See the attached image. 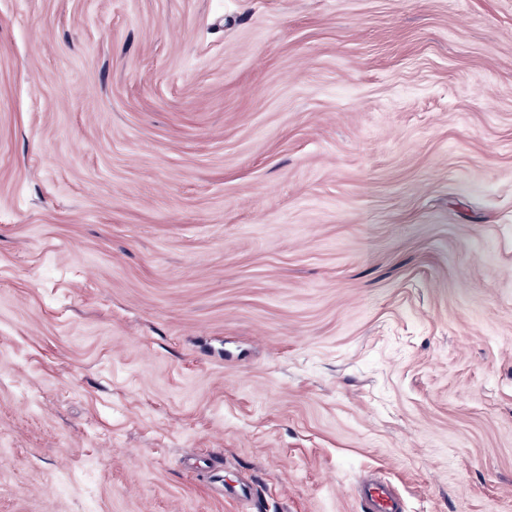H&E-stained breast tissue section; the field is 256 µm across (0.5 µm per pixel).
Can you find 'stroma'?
Returning a JSON list of instances; mask_svg holds the SVG:
<instances>
[{"mask_svg":"<svg viewBox=\"0 0 512 512\" xmlns=\"http://www.w3.org/2000/svg\"><path fill=\"white\" fill-rule=\"evenodd\" d=\"M378 479L512 512V0H0V512Z\"/></svg>","mask_w":512,"mask_h":512,"instance_id":"1","label":"stroma"}]
</instances>
